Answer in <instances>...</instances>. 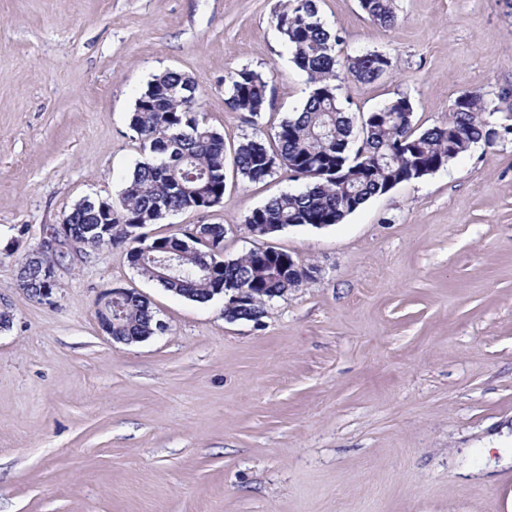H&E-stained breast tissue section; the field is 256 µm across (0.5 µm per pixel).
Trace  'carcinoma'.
I'll return each mask as SVG.
<instances>
[{
  "instance_id": "1",
  "label": "carcinoma",
  "mask_w": 512,
  "mask_h": 512,
  "mask_svg": "<svg viewBox=\"0 0 512 512\" xmlns=\"http://www.w3.org/2000/svg\"><path fill=\"white\" fill-rule=\"evenodd\" d=\"M374 22L393 27L398 22L394 0H359ZM273 20L291 51L292 62L307 77L309 94L303 110L284 119L267 146L258 119L269 105V77L248 66L224 75L225 104L249 116L252 132L234 148L233 172L243 181L261 182L279 171L299 183L270 198L245 219L256 224H338L369 199L391 188L420 180L445 167L479 143L492 145L499 133L488 122L485 93L461 92L448 119L415 129L413 105L399 97L358 118L345 111L339 97L345 74L374 82L393 67L384 51H368L341 61L340 36L319 13L317 0H278ZM198 85L185 74L168 70L148 84L136 99L130 129L142 159L112 202L110 231L98 233V210L80 202L68 213L69 223L85 231L84 248L124 246L132 268L176 296L209 302L229 299L226 288H237L256 300L253 309L265 313L266 302L313 279V267L283 264L286 252L249 250L226 259L222 224H200L182 237H151L144 228L183 210H208L222 204L226 181L224 137L210 127L198 107ZM221 253L209 271L212 255ZM176 256L174 275L162 277L161 263ZM123 316L112 323L114 336H151L156 311L144 296L129 293L117 302Z\"/></svg>"
}]
</instances>
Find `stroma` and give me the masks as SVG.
I'll use <instances>...</instances> for the list:
<instances>
[{
    "label": "stroma",
    "mask_w": 512,
    "mask_h": 512,
    "mask_svg": "<svg viewBox=\"0 0 512 512\" xmlns=\"http://www.w3.org/2000/svg\"><path fill=\"white\" fill-rule=\"evenodd\" d=\"M278 0H0V512H512V134L376 196L342 223L254 239L246 217L291 189L227 175L221 205L148 228L223 224L224 255L257 246L315 266L257 321H228L140 276L122 247L61 258L56 303L19 286L21 259L87 196L117 198L140 158L129 128L155 75L193 78L233 151L252 127L224 75L266 73L274 132L301 111L303 75ZM318 0L341 55L391 54L347 79L352 114L410 98L444 120L480 88L512 112L503 0ZM146 296L162 332L102 331L110 289ZM360 7L374 22L385 27H393L398 22L394 0H360Z\"/></svg>",
    "instance_id": "1"
}]
</instances>
